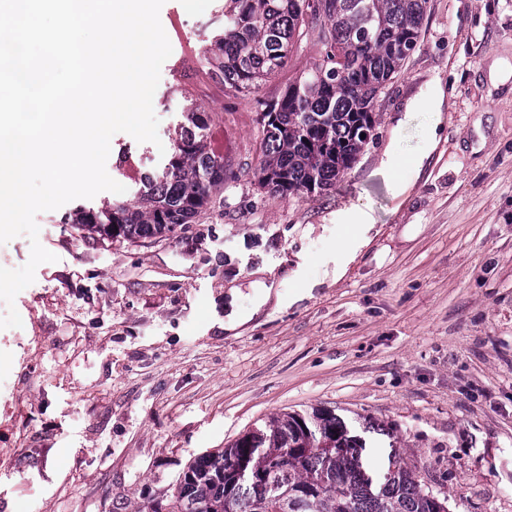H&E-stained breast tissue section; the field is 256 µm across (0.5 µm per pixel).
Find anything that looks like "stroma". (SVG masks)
<instances>
[{
    "label": "stroma",
    "mask_w": 512,
    "mask_h": 512,
    "mask_svg": "<svg viewBox=\"0 0 512 512\" xmlns=\"http://www.w3.org/2000/svg\"><path fill=\"white\" fill-rule=\"evenodd\" d=\"M224 0H165L172 52L153 97L159 143L119 132L108 174L129 200L128 154L144 171L171 149L183 92L211 109L207 137L228 162L223 191L196 223L163 241L96 240L39 213L56 257L0 317V512H151L198 456L282 412L327 407L368 433L370 462L396 446L449 512H512V0H428L418 45L389 84L376 138L335 190L273 197L262 160L261 102L279 98L311 55L256 95L202 71L209 21ZM440 86L430 115L397 118ZM397 138L398 174L380 158ZM429 151L402 196L396 175ZM366 206L374 228L341 278L349 235L332 219ZM270 287L260 304L256 278ZM234 329L225 330L229 314ZM444 102V94L441 88H435L431 93L420 94L414 98H412L407 105V112L398 118L396 124L397 126H403L409 116V113L416 110H426L432 113L433 119L437 117V114L443 105Z\"/></svg>",
    "instance_id": "stroma-1"
}]
</instances>
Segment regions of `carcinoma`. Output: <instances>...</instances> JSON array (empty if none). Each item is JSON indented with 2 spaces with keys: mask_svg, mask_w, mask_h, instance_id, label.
I'll use <instances>...</instances> for the list:
<instances>
[{
  "mask_svg": "<svg viewBox=\"0 0 512 512\" xmlns=\"http://www.w3.org/2000/svg\"><path fill=\"white\" fill-rule=\"evenodd\" d=\"M427 0H224V27L202 50L207 75L235 94L258 92L299 49L311 67L276 101L262 103L263 160L255 172L272 196L303 197L336 186L373 137L387 83L418 43ZM164 166L140 175L139 196L65 218L90 235L165 240L192 224L224 186V158L210 148L211 114L183 108ZM375 472L366 440L335 411L285 413L266 429L197 457L167 512H441V502L389 453ZM246 467L261 483L237 479Z\"/></svg>",
  "mask_w": 512,
  "mask_h": 512,
  "instance_id": "1",
  "label": "carcinoma"
}]
</instances>
